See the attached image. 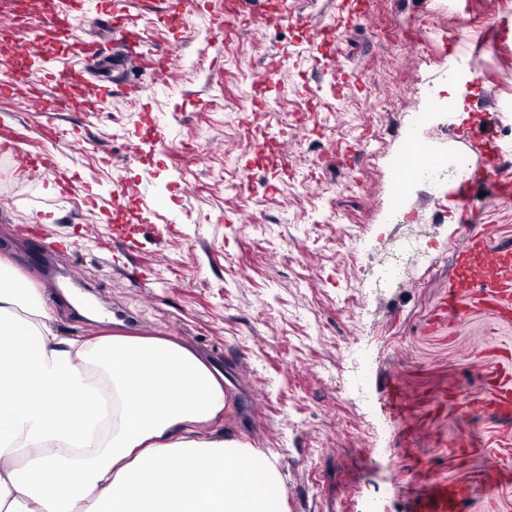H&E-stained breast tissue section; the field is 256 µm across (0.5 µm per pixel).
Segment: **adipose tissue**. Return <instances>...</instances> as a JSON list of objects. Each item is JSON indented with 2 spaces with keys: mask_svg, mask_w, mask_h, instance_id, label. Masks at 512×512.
I'll return each instance as SVG.
<instances>
[{
  "mask_svg": "<svg viewBox=\"0 0 512 512\" xmlns=\"http://www.w3.org/2000/svg\"><path fill=\"white\" fill-rule=\"evenodd\" d=\"M224 380L160 336H63L0 259V512H282L275 462L209 426Z\"/></svg>",
  "mask_w": 512,
  "mask_h": 512,
  "instance_id": "ef3b65f1",
  "label": "adipose tissue"
}]
</instances>
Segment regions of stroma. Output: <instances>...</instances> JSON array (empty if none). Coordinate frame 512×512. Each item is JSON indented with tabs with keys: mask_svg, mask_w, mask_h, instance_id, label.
Instances as JSON below:
<instances>
[{
	"mask_svg": "<svg viewBox=\"0 0 512 512\" xmlns=\"http://www.w3.org/2000/svg\"><path fill=\"white\" fill-rule=\"evenodd\" d=\"M223 2L43 0L19 22L0 0V132L46 161L0 201V257L35 280L62 335L168 337L223 375L221 428L276 457L286 512H366L380 494L386 512H420L437 481L469 487L462 512H512V418L483 406L512 321L468 304L430 328L473 231L512 251V173L481 177L482 139L512 146V111L485 105L512 104V13L264 0L220 44ZM69 10L90 56L53 33ZM33 43L53 76L16 84ZM159 55L163 81L135 63ZM452 77L463 121L445 110ZM36 95L67 106L33 111ZM220 96L237 111L215 110ZM412 141L433 164L402 189ZM401 194L424 225L404 223ZM417 235L438 259L407 270Z\"/></svg>",
	"mask_w": 512,
	"mask_h": 512,
	"instance_id": "obj_1",
	"label": "stroma"
}]
</instances>
